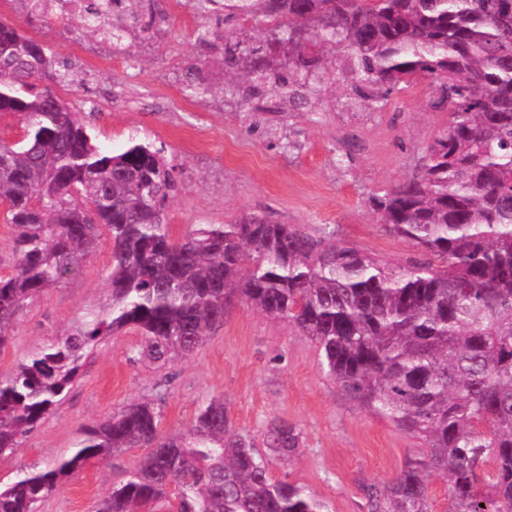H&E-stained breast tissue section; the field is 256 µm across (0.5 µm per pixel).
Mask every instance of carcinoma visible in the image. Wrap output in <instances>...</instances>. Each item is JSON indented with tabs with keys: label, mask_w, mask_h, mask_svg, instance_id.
Wrapping results in <instances>:
<instances>
[{
	"label": "carcinoma",
	"mask_w": 512,
	"mask_h": 512,
	"mask_svg": "<svg viewBox=\"0 0 512 512\" xmlns=\"http://www.w3.org/2000/svg\"><path fill=\"white\" fill-rule=\"evenodd\" d=\"M121 0L112 49L165 22ZM232 70L222 92L250 84L316 111L325 91L320 52L350 50L336 91L348 110H377L418 80L448 125L414 170L369 198L385 232L423 259L395 267L332 232L249 213L198 224L176 238L167 211L178 192L163 150L97 145L56 92L38 88L33 40L0 21V112L20 117L24 138H0V206L13 226V270L0 276V352L25 306L77 274L104 235L112 247L105 303L69 332L0 375V456L12 454L79 376L83 360L129 328L139 360L165 365L197 351L237 305L283 319L313 341L326 375L369 412L424 444L398 476L364 488L369 512H431L429 478L448 482L449 512H512V0H208ZM95 0L68 24L98 35ZM240 19L254 42L224 35ZM278 53L288 66L272 64ZM20 98L6 103L8 96ZM144 399L89 429L73 454L20 470L0 486V512H40L58 484L125 448L148 454L95 512H138L164 499L170 512H329L273 462L291 460L300 432L273 419L261 438L236 431L222 399L202 405L182 432L165 434Z\"/></svg>",
	"instance_id": "carcinoma-1"
}]
</instances>
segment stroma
I'll return each instance as SVG.
<instances>
[{
  "instance_id": "obj_1",
  "label": "stroma",
  "mask_w": 512,
  "mask_h": 512,
  "mask_svg": "<svg viewBox=\"0 0 512 512\" xmlns=\"http://www.w3.org/2000/svg\"><path fill=\"white\" fill-rule=\"evenodd\" d=\"M1 19L74 71V85L59 93L76 111L91 114L99 145L117 152L133 140L164 144L179 186L169 212L175 233L265 211L284 224L328 226L394 265L417 257L411 242L376 224L368 199L406 177L425 143L446 125L447 113L428 106L427 82L391 96L376 112H346L329 97L314 112H294L280 101L257 120L258 99H224V58L198 43L203 19L190 9L170 10L164 33L137 40L128 55L29 15L19 0L0 5ZM191 80L209 85L210 94L189 95ZM288 138L297 148H285ZM111 263L105 238L79 274L28 304L0 352V374L103 303ZM140 341L137 331L126 329L85 359L55 412L15 453L0 457V485L70 454L89 427L143 399L157 404L168 433L183 431L213 398L224 400L240 431L257 435L272 419L287 420L303 445L297 458L275 462L273 474L320 496L332 512H367L365 486L393 480L422 450L419 439L337 388L321 371L315 344L288 321L235 307L193 355L162 367L132 359ZM143 455L130 448L85 468L59 484L41 512H93Z\"/></svg>"
}]
</instances>
